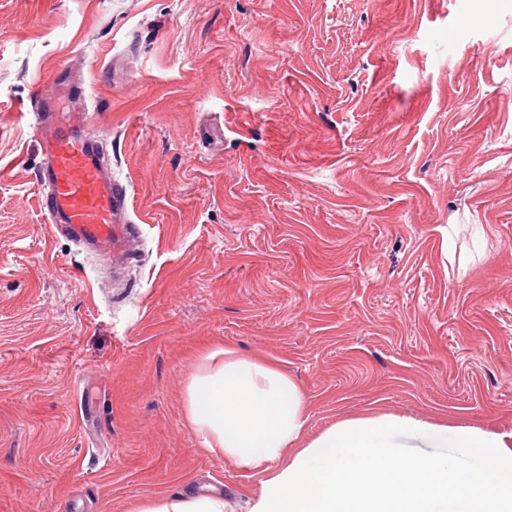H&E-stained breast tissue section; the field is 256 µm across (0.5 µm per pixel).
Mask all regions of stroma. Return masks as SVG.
Segmentation results:
<instances>
[{
    "instance_id": "1",
    "label": "stroma",
    "mask_w": 512,
    "mask_h": 512,
    "mask_svg": "<svg viewBox=\"0 0 512 512\" xmlns=\"http://www.w3.org/2000/svg\"><path fill=\"white\" fill-rule=\"evenodd\" d=\"M67 67L131 193L119 278L40 205ZM224 343L303 388L307 440L512 433V0H0V512H245L259 475L182 420ZM128 512H226V503L221 492L189 496L174 493L137 500Z\"/></svg>"
}]
</instances>
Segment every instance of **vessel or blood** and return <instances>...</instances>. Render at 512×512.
<instances>
[{
  "label": "vessel or blood",
  "instance_id": "vessel-or-blood-1",
  "mask_svg": "<svg viewBox=\"0 0 512 512\" xmlns=\"http://www.w3.org/2000/svg\"><path fill=\"white\" fill-rule=\"evenodd\" d=\"M89 90L71 71H57L30 114L44 159L35 174L41 206L54 233L120 259L130 253L137 226L128 188L112 173L102 141L90 137Z\"/></svg>",
  "mask_w": 512,
  "mask_h": 512
}]
</instances>
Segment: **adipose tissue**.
<instances>
[{
  "mask_svg": "<svg viewBox=\"0 0 512 512\" xmlns=\"http://www.w3.org/2000/svg\"><path fill=\"white\" fill-rule=\"evenodd\" d=\"M185 424L213 457L260 475L248 512H512V439L473 425L432 428L453 456L403 455L423 422L364 416L303 441L307 400L275 358L230 345L197 353L182 388ZM128 512H226L219 492L133 502Z\"/></svg>",
  "mask_w": 512,
  "mask_h": 512,
  "instance_id": "1",
  "label": "adipose tissue"
}]
</instances>
